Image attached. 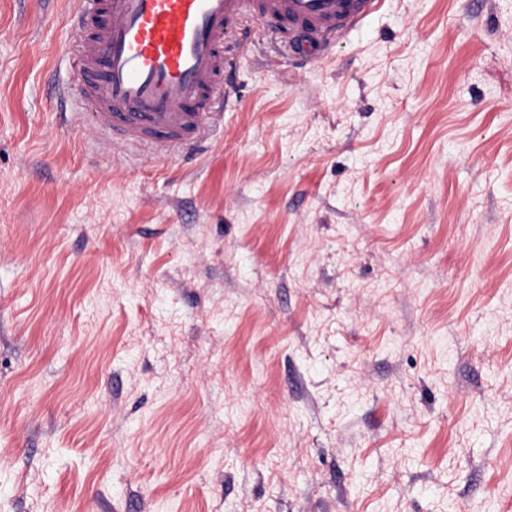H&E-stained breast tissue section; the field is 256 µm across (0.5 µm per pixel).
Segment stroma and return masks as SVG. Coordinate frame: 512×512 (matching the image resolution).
I'll use <instances>...</instances> for the list:
<instances>
[{
    "label": "stroma",
    "mask_w": 512,
    "mask_h": 512,
    "mask_svg": "<svg viewBox=\"0 0 512 512\" xmlns=\"http://www.w3.org/2000/svg\"><path fill=\"white\" fill-rule=\"evenodd\" d=\"M72 6L0 0V512H512V0L253 30L120 160Z\"/></svg>",
    "instance_id": "stroma-1"
}]
</instances>
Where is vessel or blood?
Returning a JSON list of instances; mask_svg holds the SVG:
<instances>
[{"instance_id": "vessel-or-blood-1", "label": "vessel or blood", "mask_w": 512, "mask_h": 512, "mask_svg": "<svg viewBox=\"0 0 512 512\" xmlns=\"http://www.w3.org/2000/svg\"><path fill=\"white\" fill-rule=\"evenodd\" d=\"M381 0H83L67 22L80 36L75 124L103 132L114 155L153 145L199 147L224 74L253 26L285 56L334 46Z\"/></svg>"}]
</instances>
